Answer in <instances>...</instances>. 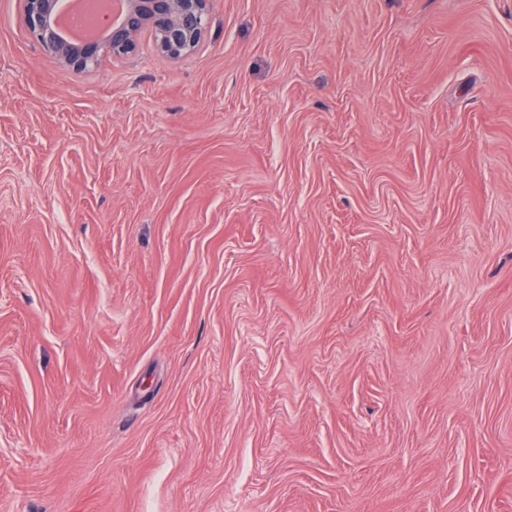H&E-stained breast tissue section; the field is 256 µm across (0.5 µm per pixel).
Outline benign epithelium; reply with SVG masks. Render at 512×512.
Listing matches in <instances>:
<instances>
[{
	"label": "benign epithelium",
	"mask_w": 512,
	"mask_h": 512,
	"mask_svg": "<svg viewBox=\"0 0 512 512\" xmlns=\"http://www.w3.org/2000/svg\"><path fill=\"white\" fill-rule=\"evenodd\" d=\"M29 35L57 63L77 72L97 67L105 57L133 54L140 34L153 35L157 53L179 60L199 47L210 27V0H129L118 20L105 23L104 34L79 44L68 42L55 23L61 0H19Z\"/></svg>",
	"instance_id": "7a95c632"
}]
</instances>
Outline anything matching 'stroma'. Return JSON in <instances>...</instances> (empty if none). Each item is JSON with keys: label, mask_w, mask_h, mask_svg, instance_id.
Instances as JSON below:
<instances>
[{"label": "stroma", "mask_w": 512, "mask_h": 512, "mask_svg": "<svg viewBox=\"0 0 512 512\" xmlns=\"http://www.w3.org/2000/svg\"><path fill=\"white\" fill-rule=\"evenodd\" d=\"M210 16L0 0V512H512V0ZM62 0H19L21 14L29 35L57 63L77 72L96 68L105 57L124 58L132 55L140 34L149 30L157 53L169 60H179L199 47L210 27V0H129L130 7L118 20L105 23L100 35V22L91 30H79L71 18L81 8L79 2Z\"/></svg>", "instance_id": "1"}]
</instances>
